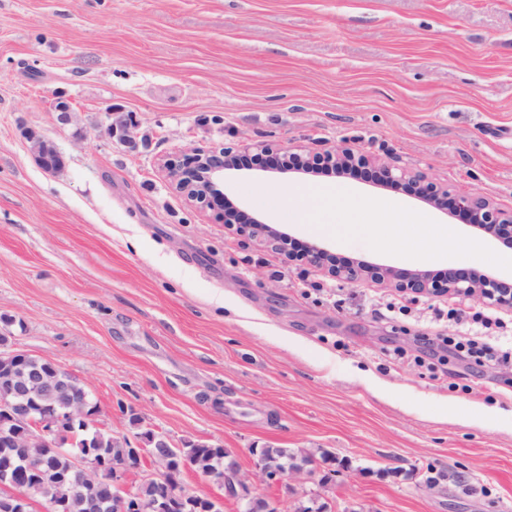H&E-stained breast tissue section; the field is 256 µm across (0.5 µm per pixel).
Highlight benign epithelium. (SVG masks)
Wrapping results in <instances>:
<instances>
[{
    "instance_id": "1",
    "label": "benign epithelium",
    "mask_w": 512,
    "mask_h": 512,
    "mask_svg": "<svg viewBox=\"0 0 512 512\" xmlns=\"http://www.w3.org/2000/svg\"><path fill=\"white\" fill-rule=\"evenodd\" d=\"M106 133L121 132L129 139L127 120L107 113ZM36 159L47 171L64 167L63 154L54 143L35 135ZM239 155L225 148L195 147L188 153L168 159L163 167L173 189L201 207L224 206V173L236 169ZM368 160L349 149H332L322 153H292L290 170L308 173L318 164L353 167L366 165ZM380 179L387 183H404L413 195L440 210L449 209L471 218L470 226L483 234L512 245V207L504 208L489 200L442 186L421 173H412L394 165L378 167ZM224 223L238 225V233L258 239L266 248L295 260L285 244L287 237L277 227L253 218L240 209L224 211ZM304 259L328 276L349 283L371 281L388 286L401 293L425 295L432 298L449 296L475 297L490 305L512 308V285L496 277L477 273L472 279H460L453 274L435 277L420 269H402L379 263H341L329 250L309 246ZM0 361L9 374L0 382V446L14 449L15 464L0 471V502L17 512H28L33 502L28 497L22 472L39 461L42 449L54 443L63 434L64 426L74 420L97 425L99 408L85 394L73 395L64 380L67 371L55 363L37 358L20 349L15 341L0 346ZM180 450L167 436L147 429L140 434L137 446L130 448L132 456L148 459L154 472L147 481L176 480L175 455ZM223 474L215 482L224 488L225 496L234 499L244 512H256L274 507L251 490L248 478L242 474L232 448L224 449ZM254 469L261 480L283 485L290 478L305 473L304 468L271 469L264 455L254 452ZM76 488L83 495L86 512H106L119 505L121 512H177V506L166 500L146 502L140 493L125 490L129 466L124 458L112 463H100L89 455L72 459Z\"/></svg>"
}]
</instances>
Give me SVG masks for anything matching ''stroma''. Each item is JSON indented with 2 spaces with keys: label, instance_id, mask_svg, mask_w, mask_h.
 I'll return each instance as SVG.
<instances>
[{
  "label": "stroma",
  "instance_id": "35a3bbf8",
  "mask_svg": "<svg viewBox=\"0 0 512 512\" xmlns=\"http://www.w3.org/2000/svg\"><path fill=\"white\" fill-rule=\"evenodd\" d=\"M115 109L132 142L107 135ZM31 131L62 170L39 165ZM259 143L285 159L349 148L512 206V0H0V314L22 321L19 347L79 378L100 428L235 449L279 512L310 498L328 512H512V363L456 346L512 338V310L288 262L160 166ZM321 187L343 205L400 201L456 240L412 221L384 244L315 232ZM226 188L343 259L512 277L499 246L399 187L255 168ZM452 308L499 325L457 324ZM268 445L343 464L278 487L252 467Z\"/></svg>",
  "mask_w": 512,
  "mask_h": 512
}]
</instances>
